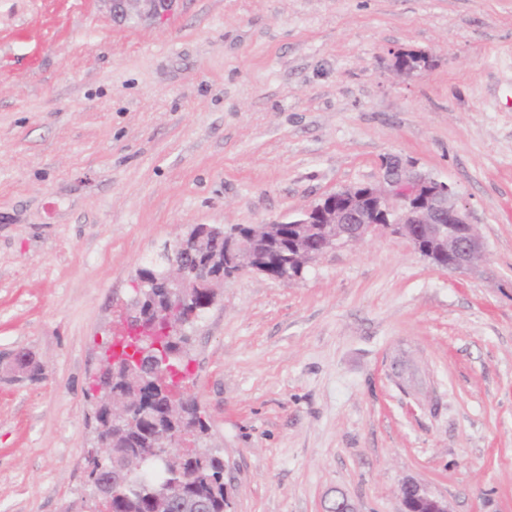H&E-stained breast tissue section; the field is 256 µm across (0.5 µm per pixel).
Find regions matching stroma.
<instances>
[{
    "mask_svg": "<svg viewBox=\"0 0 512 512\" xmlns=\"http://www.w3.org/2000/svg\"><path fill=\"white\" fill-rule=\"evenodd\" d=\"M428 68L396 74L394 55ZM448 183L473 271L380 232L246 270L190 330L230 512H512V0H0V512H91L86 390L136 272L196 224ZM29 352L42 379L6 367ZM402 509L399 512H450L448 503L430 494L415 482H407L401 490Z\"/></svg>",
    "mask_w": 512,
    "mask_h": 512,
    "instance_id": "obj_1",
    "label": "stroma"
}]
</instances>
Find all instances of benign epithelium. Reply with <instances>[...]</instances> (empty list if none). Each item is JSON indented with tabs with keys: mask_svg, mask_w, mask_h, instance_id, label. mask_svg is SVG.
Segmentation results:
<instances>
[{
	"mask_svg": "<svg viewBox=\"0 0 512 512\" xmlns=\"http://www.w3.org/2000/svg\"><path fill=\"white\" fill-rule=\"evenodd\" d=\"M144 3L153 13L168 6L170 0H112V9L124 12L128 4ZM428 56L414 53L397 58L396 71L410 74L426 66ZM379 185H360L343 188L302 210L287 221L290 235L288 259L303 268L327 252L340 246L357 243L379 229L408 237L416 251L436 266L452 272L478 267L488 258L486 246L475 225L471 224L465 204L445 182L413 172L398 157H389L383 164ZM316 224L323 234L316 248L309 247L311 225ZM280 225L273 220L261 224L244 235L232 231L224 240V268L238 274L246 269L260 273L263 255L261 248L269 241L268 232ZM202 236H189L170 246V268L165 287L177 293L184 288H210L224 282V276L214 272L211 263L191 265L187 258L200 249ZM150 322L163 326V336L178 335L188 319L178 314V308L148 316ZM142 354L135 347L123 348L116 339L107 346L102 369L115 362L124 363L129 370L140 373ZM95 441L88 461L112 457V438L95 426ZM89 485L97 499L110 500L114 487L124 485L122 474L107 470ZM400 512H448V503L430 494L415 482H407L401 490Z\"/></svg>",
	"mask_w": 512,
	"mask_h": 512,
	"instance_id": "1",
	"label": "benign epithelium"
}]
</instances>
